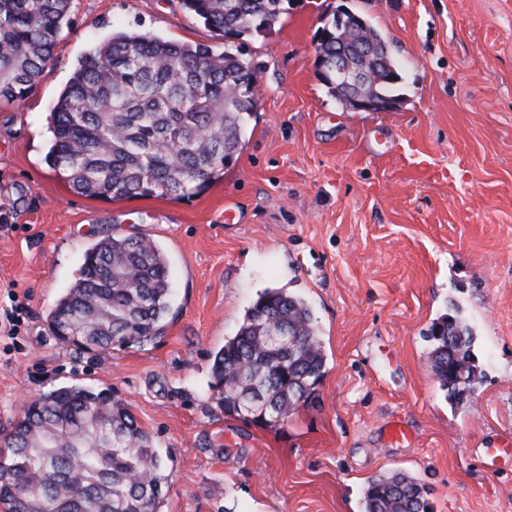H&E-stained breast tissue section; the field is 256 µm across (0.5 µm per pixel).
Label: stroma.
Here are the masks:
<instances>
[{"label":"stroma","instance_id":"obj_1","mask_svg":"<svg viewBox=\"0 0 512 512\" xmlns=\"http://www.w3.org/2000/svg\"><path fill=\"white\" fill-rule=\"evenodd\" d=\"M339 0H291L242 49L260 99L244 149L191 198L92 199L50 166L51 112L77 61L127 30L223 51L183 0H72L29 95L0 105V434L24 404L78 384L111 390L169 476L161 512H364L376 476L404 471L430 512H512V0H353L403 77L387 112H354L315 66ZM165 251L172 312L143 345L85 353L49 313L108 235ZM304 298L322 337L319 402L274 428L225 415L212 358L259 293ZM471 327L478 380L448 400L424 332ZM408 432L389 434L393 423Z\"/></svg>","mask_w":512,"mask_h":512}]
</instances>
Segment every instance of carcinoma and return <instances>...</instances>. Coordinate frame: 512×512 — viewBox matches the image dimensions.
<instances>
[{"instance_id":"obj_1","label":"carcinoma","mask_w":512,"mask_h":512,"mask_svg":"<svg viewBox=\"0 0 512 512\" xmlns=\"http://www.w3.org/2000/svg\"><path fill=\"white\" fill-rule=\"evenodd\" d=\"M222 38L273 30L289 0H183ZM70 0H0V104L22 102L37 83L67 19ZM361 22L322 20L316 52L370 42L375 91L400 97L402 74L382 33ZM257 72L241 51L216 53L123 31L78 62L54 106L48 161L90 198L175 199L224 175L256 112ZM168 261L152 240L107 236L86 251L78 279L50 313L54 335L95 352L151 342L170 311ZM440 387L462 401L477 379L471 329L457 318L426 333ZM325 355L306 300L285 289L260 294L213 360L211 388L224 414L283 424L316 403ZM149 434L107 391L63 387L29 401L0 438L4 512H160L168 484ZM365 512H429L425 487L406 473L372 479Z\"/></svg>"}]
</instances>
